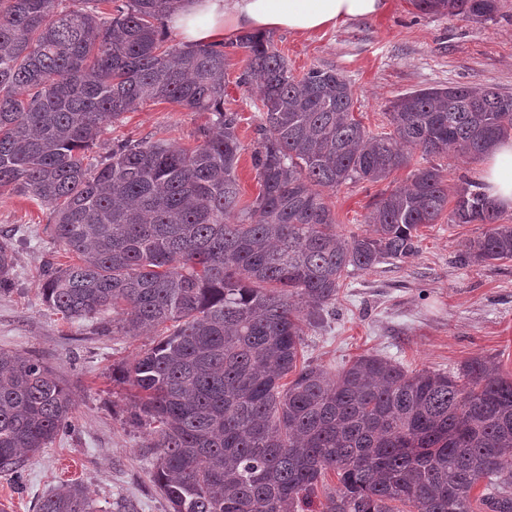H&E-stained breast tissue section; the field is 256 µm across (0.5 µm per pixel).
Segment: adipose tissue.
Segmentation results:
<instances>
[{
    "label": "adipose tissue",
    "instance_id": "1",
    "mask_svg": "<svg viewBox=\"0 0 512 512\" xmlns=\"http://www.w3.org/2000/svg\"><path fill=\"white\" fill-rule=\"evenodd\" d=\"M387 0H184L168 19L188 46L232 40L243 31L287 30L310 34L383 12ZM483 189L500 207L512 209V138L486 157Z\"/></svg>",
    "mask_w": 512,
    "mask_h": 512
}]
</instances>
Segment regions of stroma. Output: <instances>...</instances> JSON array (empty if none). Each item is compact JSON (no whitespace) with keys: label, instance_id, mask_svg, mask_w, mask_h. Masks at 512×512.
<instances>
[{"label":"stroma","instance_id":"stroma-1","mask_svg":"<svg viewBox=\"0 0 512 512\" xmlns=\"http://www.w3.org/2000/svg\"><path fill=\"white\" fill-rule=\"evenodd\" d=\"M274 43L294 74L315 65L335 67L351 83L354 114L367 131L386 130L390 102L410 91L454 84L482 85L512 95V0H500L495 21L476 24L459 16L423 14L410 0H388L382 14L313 34L280 31ZM245 68L231 56L224 106L241 118L243 151L236 170L243 201L260 185L251 152L259 138L258 87L240 84ZM209 115L170 103H149L107 126L93 155L127 138H163L193 147ZM390 181L357 183L327 192L339 232H365L375 195ZM47 211L36 202L0 190V235L15 250L10 291L0 293V349L40 358L73 400L67 426L48 448L27 458L18 472L0 473V512H35L38 500L62 483L83 485L100 512L115 501H132L137 512H168L152 478L145 427L127 421L129 386L112 370L153 343L151 336H105L94 319L71 322L42 300L40 273L46 262L75 263L46 230ZM481 224L449 218L420 230L419 251L356 271L340 288L336 311L305 338L307 362L339 370L362 354H376L406 369L453 371L476 357L493 358L512 376V261L463 267L456 257L480 236Z\"/></svg>","mask_w":512,"mask_h":512}]
</instances>
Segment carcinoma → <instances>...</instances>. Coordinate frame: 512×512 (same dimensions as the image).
I'll use <instances>...</instances> for the list:
<instances>
[{
	"mask_svg": "<svg viewBox=\"0 0 512 512\" xmlns=\"http://www.w3.org/2000/svg\"><path fill=\"white\" fill-rule=\"evenodd\" d=\"M0 0V189L49 211L53 240L78 262H47L43 301L68 320L112 311L103 333L158 336L116 369L134 390L130 422L153 427V481L169 512H512V377L486 358L455 372H410L363 354L333 374L302 360L306 330L344 280L418 252L419 230L453 197L450 221L486 224L464 265L512 260V224L479 184L454 193L441 168L410 171L376 197L369 230L342 234L325 192L377 183L425 156H485L512 134V96L450 85L390 103V132L354 115L351 83L314 65L301 76L273 37L245 33L191 50L163 46L158 23L180 0ZM420 12L495 19L499 0H411ZM259 80L260 183L236 177L238 114L224 109L229 57ZM148 101L208 112L192 149L125 139L92 157L105 125ZM15 262L0 241V292ZM291 382L280 383L287 375ZM69 392L39 358L0 350V472L54 442ZM339 489L310 510L327 472ZM38 512H96L67 482Z\"/></svg>",
	"mask_w": 512,
	"mask_h": 512,
	"instance_id": "cac0c4a2",
	"label": "carcinoma"
}]
</instances>
